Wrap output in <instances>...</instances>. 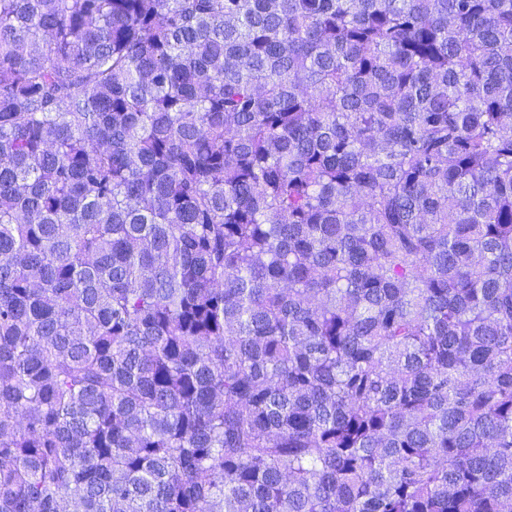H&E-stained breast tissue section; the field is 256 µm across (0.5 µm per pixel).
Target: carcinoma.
I'll list each match as a JSON object with an SVG mask.
<instances>
[{"instance_id":"obj_1","label":"carcinoma","mask_w":512,"mask_h":512,"mask_svg":"<svg viewBox=\"0 0 512 512\" xmlns=\"http://www.w3.org/2000/svg\"><path fill=\"white\" fill-rule=\"evenodd\" d=\"M0 512H512V0H0Z\"/></svg>"}]
</instances>
